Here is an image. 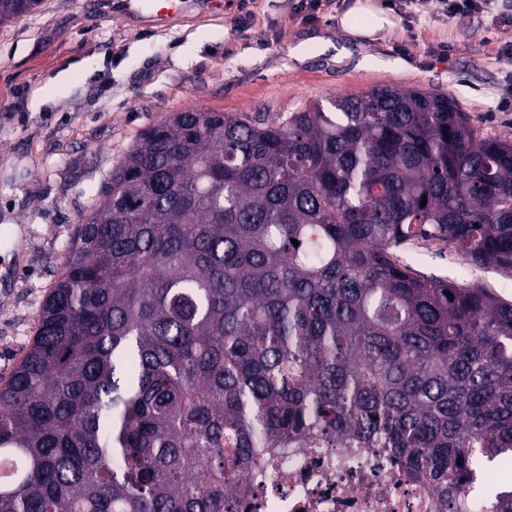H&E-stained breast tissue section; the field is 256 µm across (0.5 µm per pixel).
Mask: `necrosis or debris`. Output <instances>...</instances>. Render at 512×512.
<instances>
[{"label":"necrosis or debris","instance_id":"4bbe7bcc","mask_svg":"<svg viewBox=\"0 0 512 512\" xmlns=\"http://www.w3.org/2000/svg\"><path fill=\"white\" fill-rule=\"evenodd\" d=\"M239 512H441L375 448H290L240 481Z\"/></svg>","mask_w":512,"mask_h":512}]
</instances>
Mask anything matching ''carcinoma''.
Returning <instances> with one entry per match:
<instances>
[{
  "instance_id": "cac0c4a2",
  "label": "carcinoma",
  "mask_w": 512,
  "mask_h": 512,
  "mask_svg": "<svg viewBox=\"0 0 512 512\" xmlns=\"http://www.w3.org/2000/svg\"><path fill=\"white\" fill-rule=\"evenodd\" d=\"M39 4L0 0V25ZM416 239L512 278V142L447 93L152 126L0 386V512H232L315 442L384 449L446 512H512L467 495L512 453V304L401 264Z\"/></svg>"
}]
</instances>
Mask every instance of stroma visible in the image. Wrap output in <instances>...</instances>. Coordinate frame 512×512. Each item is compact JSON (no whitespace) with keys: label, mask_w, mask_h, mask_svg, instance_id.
I'll list each match as a JSON object with an SVG mask.
<instances>
[{"label":"stroma","mask_w":512,"mask_h":512,"mask_svg":"<svg viewBox=\"0 0 512 512\" xmlns=\"http://www.w3.org/2000/svg\"><path fill=\"white\" fill-rule=\"evenodd\" d=\"M350 0H195L155 27L102 0H41L0 25V385L32 341L76 227L140 134L184 109L274 115L373 88L442 91L487 137L512 141V0L468 14L441 0H375L393 28L358 44L338 17ZM415 271L487 288L512 303V278L434 241L398 252Z\"/></svg>","instance_id":"stroma-1"}]
</instances>
